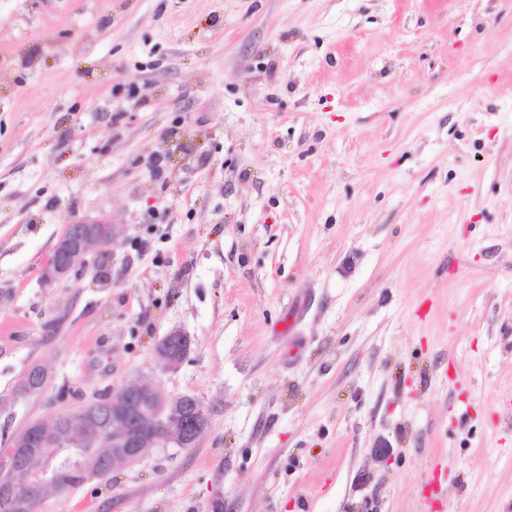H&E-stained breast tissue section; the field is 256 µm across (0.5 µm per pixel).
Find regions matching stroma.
<instances>
[{
    "mask_svg": "<svg viewBox=\"0 0 512 512\" xmlns=\"http://www.w3.org/2000/svg\"><path fill=\"white\" fill-rule=\"evenodd\" d=\"M134 380L195 446L36 512H512V0H0V446ZM117 226L103 220H78L67 224L43 268V284H59L68 279L78 264H84L88 258H95L97 280L107 285L109 276L106 262L111 256L112 244L117 239ZM189 338L180 331L171 332L156 348L158 364L163 369L176 367L189 349Z\"/></svg>",
    "mask_w": 512,
    "mask_h": 512,
    "instance_id": "1",
    "label": "stroma"
}]
</instances>
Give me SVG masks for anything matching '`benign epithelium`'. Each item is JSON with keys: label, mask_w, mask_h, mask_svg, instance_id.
I'll use <instances>...</instances> for the list:
<instances>
[{"label": "benign epithelium", "mask_w": 512, "mask_h": 512, "mask_svg": "<svg viewBox=\"0 0 512 512\" xmlns=\"http://www.w3.org/2000/svg\"><path fill=\"white\" fill-rule=\"evenodd\" d=\"M117 225L103 220H78L66 225L43 271L42 282L53 286L68 279L74 268L93 258L97 280L109 283L107 265ZM189 349V338L180 331L166 336L156 348L163 369L176 367ZM191 399L182 395L165 399L149 383L131 382L112 392L104 405L81 406L53 416V423H28L0 450V486L9 495L0 497V512H35L48 490L66 494L92 477H102L100 463L87 460L86 449L107 443L112 448V468L138 464L151 448H191L208 424L206 410L194 399V411L186 406ZM71 448L76 458L68 468L19 466V455L28 461L50 460L60 449Z\"/></svg>", "instance_id": "1"}]
</instances>
